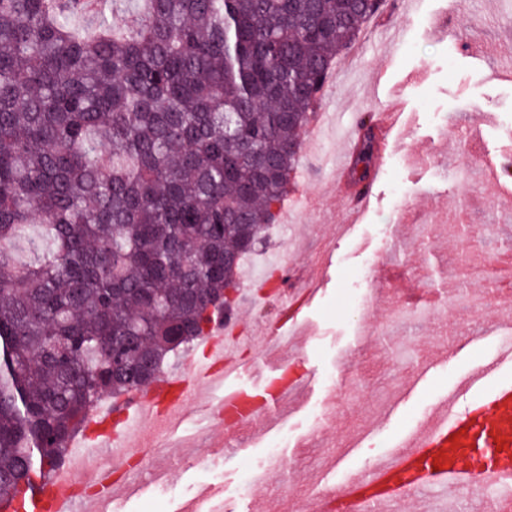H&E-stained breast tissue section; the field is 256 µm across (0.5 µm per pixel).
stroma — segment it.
Masks as SVG:
<instances>
[{
    "mask_svg": "<svg viewBox=\"0 0 512 512\" xmlns=\"http://www.w3.org/2000/svg\"><path fill=\"white\" fill-rule=\"evenodd\" d=\"M383 11L400 26V41L374 49L372 19L337 56L319 106L337 123L300 152L295 207L277 214L282 237L259 246L257 263L240 273L259 294L255 303L239 297L237 320L248 326L278 316L279 291L266 282L277 257L287 256L293 287L307 291L293 324L306 338L295 365L305 383L288 404L286 470L247 489L246 471L265 462L266 448L254 443L226 457L213 449L224 432L212 428L197 442L212 452L205 464L173 461L169 488L149 487L119 512H176L175 491L203 484L235 499L236 512H280L286 500L303 498L315 474L341 478L375 463L494 357L500 338L480 329L512 319V274L497 268L512 255V79L492 72L512 48V9L494 0H386ZM392 103L398 116L387 144L376 147L369 203L344 222L354 187L338 134ZM461 223L486 231L462 237ZM422 288L437 290L440 305L412 324L402 318V297ZM361 290L389 321L366 345L350 306ZM317 408L334 420L311 439ZM352 437L354 451L333 464Z\"/></svg>",
    "mask_w": 512,
    "mask_h": 512,
    "instance_id": "stroma-1",
    "label": "stroma"
}]
</instances>
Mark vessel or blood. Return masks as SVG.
Returning <instances> with one entry per match:
<instances>
[{
  "mask_svg": "<svg viewBox=\"0 0 512 512\" xmlns=\"http://www.w3.org/2000/svg\"><path fill=\"white\" fill-rule=\"evenodd\" d=\"M234 343L224 335L223 322L212 325L205 339L203 359L188 373L164 378L140 391L118 408L95 409L90 424L99 428L102 444L111 446L114 464L127 460V442L139 421L164 423L180 413L228 363ZM249 404L245 425L263 428L273 419L282 401L274 386L247 395L244 389L226 390L221 401L225 412ZM465 485L467 489L491 484L512 487V383L494 386L479 412H461L454 398H442L428 422L412 432L370 472L352 478L334 498L335 512H397L405 498L421 497L436 486ZM70 501L64 470L41 487L39 494L16 503L17 512H55Z\"/></svg>",
  "mask_w": 512,
  "mask_h": 512,
  "instance_id": "b4317fda",
  "label": "vessel or blood"
}]
</instances>
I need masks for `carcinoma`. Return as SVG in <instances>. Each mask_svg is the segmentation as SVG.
<instances>
[{"label":"carcinoma","mask_w":512,"mask_h":512,"mask_svg":"<svg viewBox=\"0 0 512 512\" xmlns=\"http://www.w3.org/2000/svg\"><path fill=\"white\" fill-rule=\"evenodd\" d=\"M0 0V504L233 316L362 0ZM130 20L112 25L108 13ZM352 165L371 176L376 124Z\"/></svg>","instance_id":"cac0c4a2"}]
</instances>
